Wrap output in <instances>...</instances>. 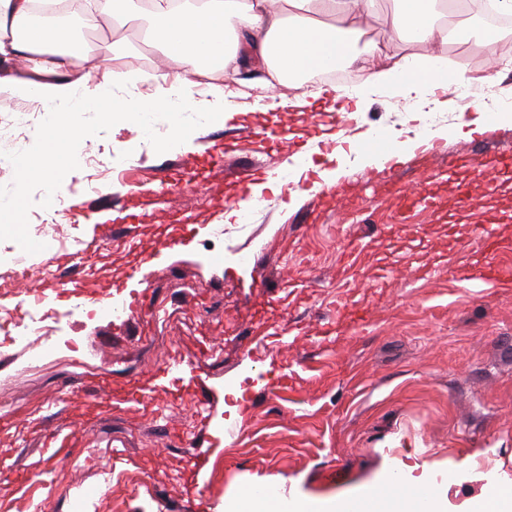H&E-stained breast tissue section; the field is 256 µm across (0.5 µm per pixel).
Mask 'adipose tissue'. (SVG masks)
<instances>
[{
    "label": "adipose tissue",
    "mask_w": 512,
    "mask_h": 512,
    "mask_svg": "<svg viewBox=\"0 0 512 512\" xmlns=\"http://www.w3.org/2000/svg\"><path fill=\"white\" fill-rule=\"evenodd\" d=\"M437 0H395L382 34L390 41H413L423 52L397 59L383 54L378 41L356 49L355 36L369 16L372 0H179L167 6L154 0L152 9L141 0H101L92 6L97 20L147 13L149 38L163 59L151 80L157 92L145 99L117 95L123 73L111 69L106 58L93 55L84 41L61 27L38 30L29 21L30 0H0V62L16 66L18 75L0 77V89L15 96L37 97L59 112V126L67 140L83 135L76 116L96 112L106 119L139 124L151 112H209V100L195 99L192 76L237 73L244 67H264L275 79L313 69L330 71L352 67L365 86L420 95L429 81L460 86L463 66L447 67L437 53L448 39L470 36L468 27L447 29L435 10ZM186 62L188 75L170 71L168 61ZM421 483L396 480L365 488L352 499L316 498L290 501L269 494L268 484L254 482L227 504L225 512H444L447 486H435L420 497Z\"/></svg>",
    "instance_id": "adipose-tissue-1"
}]
</instances>
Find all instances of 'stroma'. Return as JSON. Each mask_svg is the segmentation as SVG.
<instances>
[{
    "label": "stroma",
    "instance_id": "35a3bbf8",
    "mask_svg": "<svg viewBox=\"0 0 512 512\" xmlns=\"http://www.w3.org/2000/svg\"><path fill=\"white\" fill-rule=\"evenodd\" d=\"M147 26L131 17L122 30L93 31L100 56L128 37L115 65L145 97L155 92ZM486 45L479 32L438 53L466 62L465 82L512 109V69L487 79ZM258 82L248 71L213 77L224 98L207 118L153 112L142 128L83 114L77 160L57 183L81 204L60 214L45 207V184L21 182L12 161L37 152L57 113H36L14 148H0V200L26 196L20 232L0 230V273L11 255L34 268L57 255L45 224L84 250L80 264L36 283L47 308L66 312L60 333L75 346L0 359V512H21L32 497L48 512H75L76 488L92 487L104 466L119 483L104 512H224L258 481L294 498L346 499L396 466L454 473L446 512H469L489 484L512 480V288L452 274L485 263L452 246L477 224L494 226L512 260V174L496 173V191L469 203L472 176L455 163L459 150H488L479 134L456 132L479 119L475 105L453 92L447 109L419 111L428 85L418 99L344 88L333 108L313 96L290 112L293 89L260 95ZM346 112L385 140L445 131V153L365 166L342 147ZM177 121L189 144L171 141ZM294 162L301 175L288 172ZM261 164L284 188L213 238V218L250 194V181H225V167ZM338 167L359 208L318 196L315 178ZM423 182L434 204L407 210L404 188ZM107 212L119 219L100 243L84 218ZM105 290L126 303L124 317L101 303ZM340 301L368 323L340 320ZM70 416L81 422L73 434ZM50 468L52 482L28 484Z\"/></svg>",
    "mask_w": 512,
    "mask_h": 512
}]
</instances>
